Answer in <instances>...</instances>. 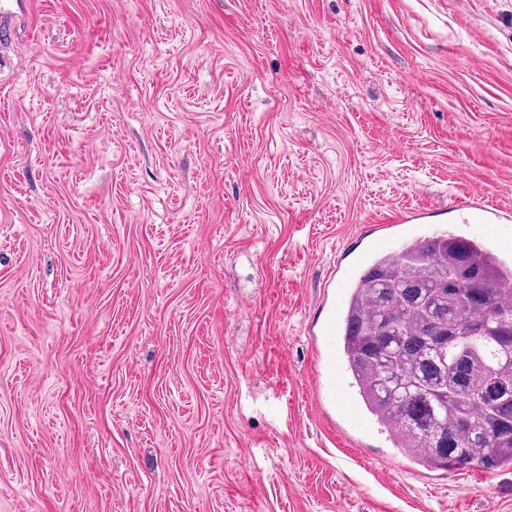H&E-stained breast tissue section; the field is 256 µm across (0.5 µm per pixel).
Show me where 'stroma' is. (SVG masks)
Segmentation results:
<instances>
[{
	"mask_svg": "<svg viewBox=\"0 0 512 512\" xmlns=\"http://www.w3.org/2000/svg\"><path fill=\"white\" fill-rule=\"evenodd\" d=\"M0 69V512H512L314 378L378 223L512 209V0H33Z\"/></svg>",
	"mask_w": 512,
	"mask_h": 512,
	"instance_id": "1",
	"label": "stroma"
}]
</instances>
